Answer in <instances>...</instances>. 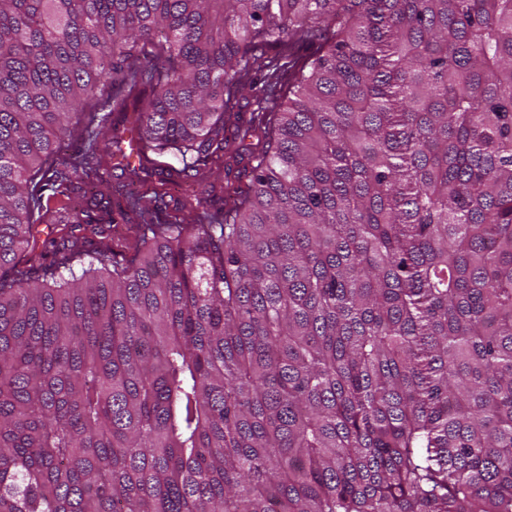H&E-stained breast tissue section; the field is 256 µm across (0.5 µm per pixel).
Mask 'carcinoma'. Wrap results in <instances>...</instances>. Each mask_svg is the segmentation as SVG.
I'll return each instance as SVG.
<instances>
[{
	"label": "carcinoma",
	"instance_id": "1",
	"mask_svg": "<svg viewBox=\"0 0 512 512\" xmlns=\"http://www.w3.org/2000/svg\"><path fill=\"white\" fill-rule=\"evenodd\" d=\"M250 90L249 190L30 264L71 117ZM0 512H512V0H0Z\"/></svg>",
	"mask_w": 512,
	"mask_h": 512
}]
</instances>
